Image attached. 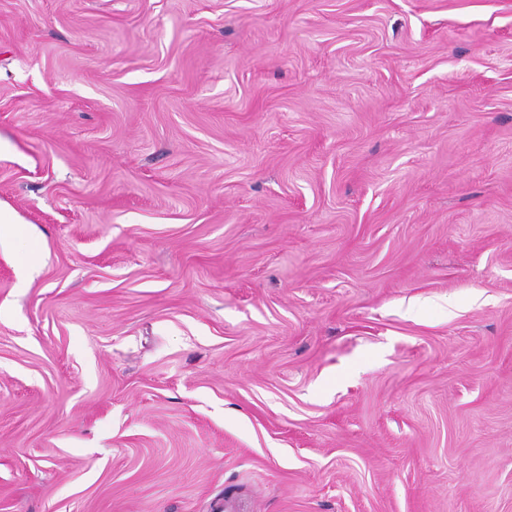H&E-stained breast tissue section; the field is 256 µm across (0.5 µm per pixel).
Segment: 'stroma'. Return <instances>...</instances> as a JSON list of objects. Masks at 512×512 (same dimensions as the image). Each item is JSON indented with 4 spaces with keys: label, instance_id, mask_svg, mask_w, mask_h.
<instances>
[{
    "label": "stroma",
    "instance_id": "1",
    "mask_svg": "<svg viewBox=\"0 0 512 512\" xmlns=\"http://www.w3.org/2000/svg\"><path fill=\"white\" fill-rule=\"evenodd\" d=\"M0 512H512V0H0Z\"/></svg>",
    "mask_w": 512,
    "mask_h": 512
}]
</instances>
